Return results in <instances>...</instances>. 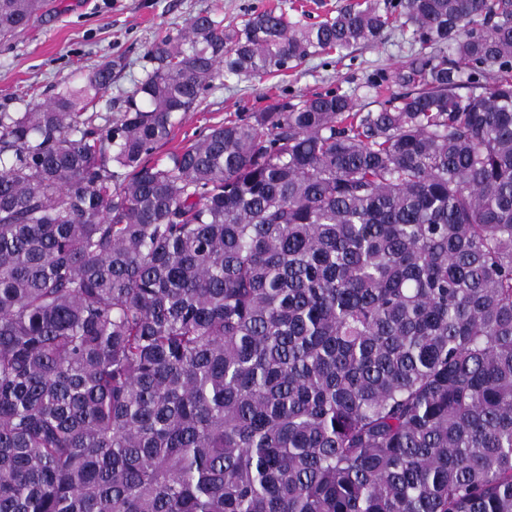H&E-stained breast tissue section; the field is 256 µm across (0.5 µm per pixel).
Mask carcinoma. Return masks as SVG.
Wrapping results in <instances>:
<instances>
[{
    "mask_svg": "<svg viewBox=\"0 0 512 512\" xmlns=\"http://www.w3.org/2000/svg\"><path fill=\"white\" fill-rule=\"evenodd\" d=\"M45 0H0V40ZM406 92L211 126L228 78L375 44ZM0 112V512H512V0L160 32Z\"/></svg>",
    "mask_w": 512,
    "mask_h": 512,
    "instance_id": "obj_1",
    "label": "carcinoma"
}]
</instances>
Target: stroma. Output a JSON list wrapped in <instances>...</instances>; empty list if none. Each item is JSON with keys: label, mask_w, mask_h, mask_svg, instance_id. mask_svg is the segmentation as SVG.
<instances>
[{"label": "stroma", "mask_w": 512, "mask_h": 512, "mask_svg": "<svg viewBox=\"0 0 512 512\" xmlns=\"http://www.w3.org/2000/svg\"><path fill=\"white\" fill-rule=\"evenodd\" d=\"M355 0H48L47 13L19 35L0 41V111H24L30 98L51 96L64 82L79 81L100 56H123L127 66L115 74L103 100L113 112L124 111L135 82L152 66L147 45L158 30L181 27L190 16L219 8L225 25L242 26L253 11L277 6L292 20L316 23L336 15ZM418 50L408 33L388 29L380 42L360 46L347 56L317 54L296 71L262 80L226 83L205 104L188 112L167 143L152 154L155 163L188 144L204 128L226 117L250 119L276 99L342 90L356 94L373 109L377 99L365 88L377 74L393 75Z\"/></svg>", "instance_id": "stroma-1"}]
</instances>
